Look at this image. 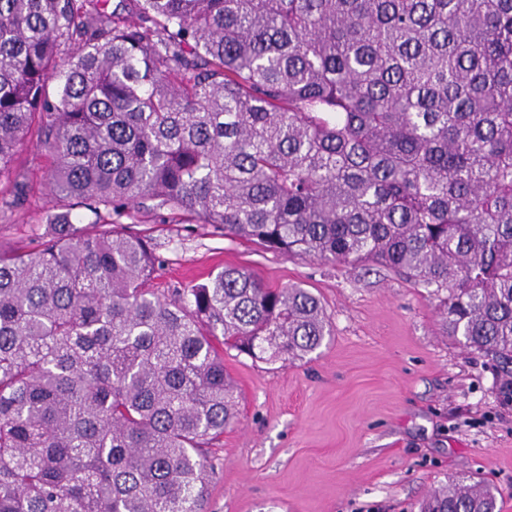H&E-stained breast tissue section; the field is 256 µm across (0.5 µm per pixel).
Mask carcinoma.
<instances>
[{
  "mask_svg": "<svg viewBox=\"0 0 512 512\" xmlns=\"http://www.w3.org/2000/svg\"><path fill=\"white\" fill-rule=\"evenodd\" d=\"M29 145L55 206L0 248V512H204L224 349L332 336L245 268L152 287L142 211L403 273L512 375V0H0V182Z\"/></svg>",
  "mask_w": 512,
  "mask_h": 512,
  "instance_id": "obj_1",
  "label": "carcinoma"
}]
</instances>
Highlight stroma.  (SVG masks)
Here are the masks:
<instances>
[{"instance_id": "stroma-1", "label": "stroma", "mask_w": 512, "mask_h": 512, "mask_svg": "<svg viewBox=\"0 0 512 512\" xmlns=\"http://www.w3.org/2000/svg\"><path fill=\"white\" fill-rule=\"evenodd\" d=\"M41 149L24 148L7 189L27 203L0 219V245L33 247L51 207ZM163 264L159 288L224 266L321 301L330 341L294 363L225 351L237 417L212 450L206 512H420L434 491L490 485L512 512V383L484 355L443 335L439 298L404 274L266 251L201 224L144 214Z\"/></svg>"}]
</instances>
